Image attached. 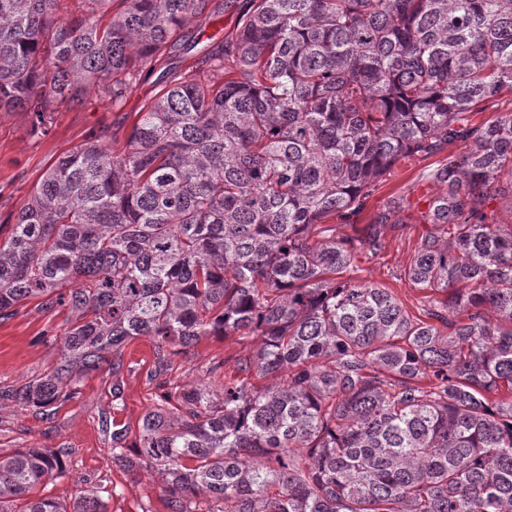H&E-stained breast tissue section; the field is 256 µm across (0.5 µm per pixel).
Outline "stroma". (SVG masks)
Returning <instances> with one entry per match:
<instances>
[{
  "label": "stroma",
  "instance_id": "35a3bbf8",
  "mask_svg": "<svg viewBox=\"0 0 512 512\" xmlns=\"http://www.w3.org/2000/svg\"><path fill=\"white\" fill-rule=\"evenodd\" d=\"M156 92L155 80L150 77L134 89L119 109L94 95L81 107H58L52 131L42 139L31 134L29 123L21 113L0 112V223L19 211L40 175L62 153L94 137L107 147L112 142L124 141L141 107ZM439 162L435 156L425 161L412 159L397 163L348 223L336 227L337 235L361 236L366 225L373 223L392 198H405L407 210L403 224L386 228L382 252L358 261L352 276L391 289L412 311L425 304L426 293L405 280L402 273L420 237L431 229L424 215L438 189L426 182L423 172ZM66 318V310L46 314L30 302L11 318L0 321V386L23 385L54 365L62 353L57 338L66 327ZM45 331L53 334V341H41ZM255 345L251 337L202 338L187 356L179 358L172 379L180 385L206 381V369L211 362L249 355ZM151 360L152 346L148 339H135L124 350V362L128 366L122 374L125 407L114 414L118 422L133 430L153 404L154 389L146 380ZM111 386L108 372H91L83 378L80 394L61 404L48 420L35 417L30 410L15 404L1 406L0 453L7 454L17 448L67 449L64 473L35 490L37 496L53 498L64 506H73L80 493L104 485L117 489L107 501L108 512H167L158 477L146 471L125 474L112 467L108 439L99 423L102 413L113 412Z\"/></svg>",
  "mask_w": 512,
  "mask_h": 512
}]
</instances>
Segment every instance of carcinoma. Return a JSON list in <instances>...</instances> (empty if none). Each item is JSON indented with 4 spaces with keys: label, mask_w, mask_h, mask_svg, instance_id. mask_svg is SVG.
Segmentation results:
<instances>
[{
    "label": "carcinoma",
    "mask_w": 512,
    "mask_h": 512,
    "mask_svg": "<svg viewBox=\"0 0 512 512\" xmlns=\"http://www.w3.org/2000/svg\"><path fill=\"white\" fill-rule=\"evenodd\" d=\"M0 0V112L49 135L56 106L118 107L162 85L122 143L57 157L0 239V320L31 300L68 311L62 354L0 386L48 420L80 377L112 374L146 337L157 404L130 430L104 416L112 467L160 475L168 512H512V0ZM234 31L201 44L228 8ZM196 24L194 38L183 30ZM202 46L180 75L175 48ZM456 141L425 170L441 188L404 275L444 294L411 314L344 274L401 223L389 201L363 237L336 235L401 159ZM206 336L258 340L174 386ZM259 379L256 385L252 379ZM62 451L0 454V512L72 509L38 484Z\"/></svg>",
    "instance_id": "cac0c4a2"
}]
</instances>
